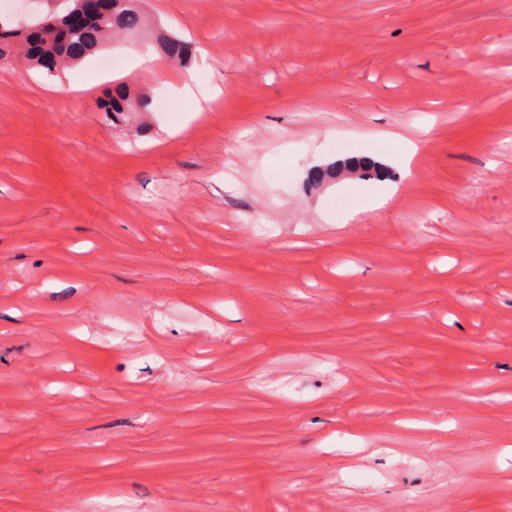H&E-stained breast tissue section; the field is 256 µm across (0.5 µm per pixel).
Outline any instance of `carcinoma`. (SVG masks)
<instances>
[{
  "label": "carcinoma",
  "mask_w": 512,
  "mask_h": 512,
  "mask_svg": "<svg viewBox=\"0 0 512 512\" xmlns=\"http://www.w3.org/2000/svg\"><path fill=\"white\" fill-rule=\"evenodd\" d=\"M120 6L110 19H92L83 27L69 28L65 17L68 12L58 14L48 12L29 24L33 31L13 24V21L0 17V62L12 59L22 52L31 65L53 75L76 65L85 56L100 49L112 31H124L131 36L138 34L142 27L139 7L127 6V0H116ZM162 54L181 65L192 56V47L177 37H164L160 40ZM149 98L131 93L124 86L111 91L100 102V110L112 114V121L122 122L132 112L150 111Z\"/></svg>",
  "instance_id": "carcinoma-1"
}]
</instances>
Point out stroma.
<instances>
[{
  "instance_id": "stroma-1",
  "label": "stroma",
  "mask_w": 512,
  "mask_h": 512,
  "mask_svg": "<svg viewBox=\"0 0 512 512\" xmlns=\"http://www.w3.org/2000/svg\"><path fill=\"white\" fill-rule=\"evenodd\" d=\"M141 9L67 93L0 65V512H499L512 0ZM162 54L169 60L185 65L192 56V47L177 37H164L160 40ZM151 101L143 95L133 94L124 86H117L105 100L100 110L112 114V122H123L130 112H149Z\"/></svg>"
}]
</instances>
